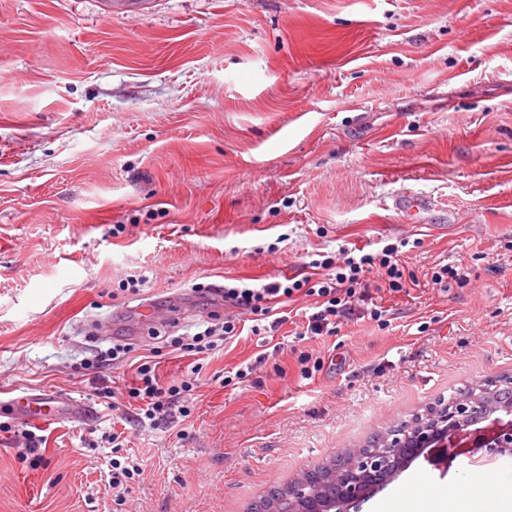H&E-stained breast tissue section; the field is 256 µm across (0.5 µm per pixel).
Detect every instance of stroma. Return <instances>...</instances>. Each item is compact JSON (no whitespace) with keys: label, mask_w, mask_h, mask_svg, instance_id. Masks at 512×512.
I'll list each match as a JSON object with an SVG mask.
<instances>
[{"label":"stroma","mask_w":512,"mask_h":512,"mask_svg":"<svg viewBox=\"0 0 512 512\" xmlns=\"http://www.w3.org/2000/svg\"><path fill=\"white\" fill-rule=\"evenodd\" d=\"M408 191L432 203L414 221L393 207ZM403 239L417 285L380 293L369 275L381 320L305 337L300 296L276 303L273 335L174 346L233 315L229 280L300 279L314 255ZM438 264L466 281L432 286ZM146 301L168 319L140 328ZM116 344L124 360L95 366ZM141 361L165 384L195 377L189 417L138 422ZM509 375L512 0H0V402L55 391L85 407L35 427L38 462L0 409V512H247L423 404ZM129 458L145 472L119 506L108 482ZM477 481L483 512H507L512 457L464 455L413 463L361 512L402 493L463 506Z\"/></svg>","instance_id":"1"}]
</instances>
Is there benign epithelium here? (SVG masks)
<instances>
[{"instance_id":"benign-epithelium-1","label":"benign epithelium","mask_w":512,"mask_h":512,"mask_svg":"<svg viewBox=\"0 0 512 512\" xmlns=\"http://www.w3.org/2000/svg\"><path fill=\"white\" fill-rule=\"evenodd\" d=\"M512 387V378L488 380L471 395L424 405L408 420L390 427L376 441L347 448L323 473L307 468L288 482V495L256 512H359L360 506L393 483L421 456L439 465L464 452L512 456V402L495 403L485 417H473L474 404Z\"/></svg>"}]
</instances>
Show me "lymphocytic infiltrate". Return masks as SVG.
<instances>
[{
  "mask_svg": "<svg viewBox=\"0 0 512 512\" xmlns=\"http://www.w3.org/2000/svg\"><path fill=\"white\" fill-rule=\"evenodd\" d=\"M311 268L323 270L322 278H305L293 282H272L259 287L240 284L225 287L224 301L230 307L257 316L270 317V330H277L282 318L272 317V300L293 298L301 293L315 300V310L307 317L305 333L320 336L335 332L342 317L349 315L358 300V291L367 287L366 276L373 269H380L389 290L400 292L407 287L408 277L401 260L399 245H385L379 252L360 256H346L342 264H335L331 257L312 260ZM195 389L193 379L182 378L170 384H161L154 367L141 363L136 368V384L131 397L142 403L143 415L151 422L165 420L170 416L174 403L180 395L191 394Z\"/></svg>",
  "mask_w": 512,
  "mask_h": 512,
  "instance_id": "obj_1",
  "label": "lymphocytic infiltrate"
}]
</instances>
